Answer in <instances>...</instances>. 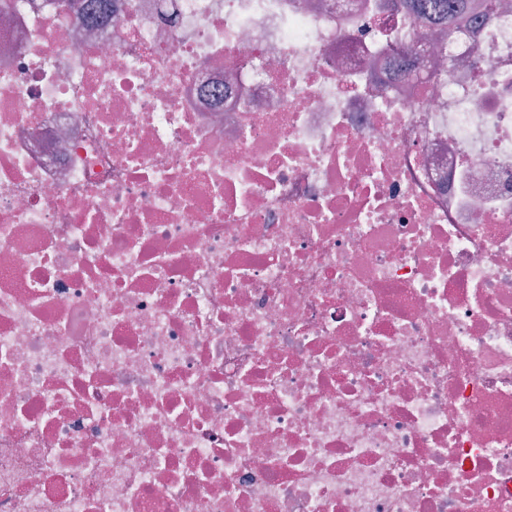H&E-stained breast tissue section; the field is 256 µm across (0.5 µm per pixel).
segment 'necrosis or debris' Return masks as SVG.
<instances>
[{"instance_id": "obj_1", "label": "necrosis or debris", "mask_w": 512, "mask_h": 512, "mask_svg": "<svg viewBox=\"0 0 512 512\" xmlns=\"http://www.w3.org/2000/svg\"><path fill=\"white\" fill-rule=\"evenodd\" d=\"M0 512H512V8L0 0ZM400 2L412 7L417 4L423 12L420 13L423 21L429 19L426 14L446 13V16H440L438 20H446L454 34L463 33L466 27L483 13L505 10L508 7L502 0H401Z\"/></svg>"}]
</instances>
